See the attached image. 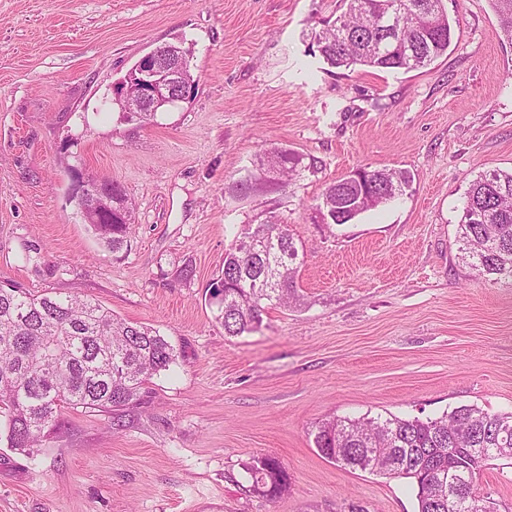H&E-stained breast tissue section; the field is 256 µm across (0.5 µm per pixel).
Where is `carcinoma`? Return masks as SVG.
<instances>
[{"mask_svg":"<svg viewBox=\"0 0 512 512\" xmlns=\"http://www.w3.org/2000/svg\"><path fill=\"white\" fill-rule=\"evenodd\" d=\"M395 29L380 24L386 0H340L339 14L319 22L315 44L332 68L416 70L447 53L455 34L444 0H404ZM499 25L512 41V0H490ZM278 153L280 181L297 172L300 156L274 147L258 168L233 185L247 194L266 182L268 157ZM361 179L329 183L318 205L331 212L322 224H347L403 194L409 177L393 170L360 169ZM112 223L91 224L99 244L120 251L134 223V207L112 182ZM248 250L234 242L224 253V279L214 288L224 335L257 330L268 309L301 304L297 289L299 250L286 225L249 224ZM459 250L477 276L512 282V169L485 172L465 195L458 224ZM176 361L159 330L115 317L76 296L34 295L0 287V442L26 451L42 446L62 427L68 408H120L136 400L145 383ZM313 442L327 460L352 469L410 478L417 512H489L494 499L477 491L491 461L512 463V412L489 413L463 405L438 417H330L315 426ZM256 494L276 498L290 488L283 462L273 454L244 465Z\"/></svg>","mask_w":512,"mask_h":512,"instance_id":"obj_1","label":"carcinoma"}]
</instances>
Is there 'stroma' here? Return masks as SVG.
<instances>
[{
    "mask_svg": "<svg viewBox=\"0 0 512 512\" xmlns=\"http://www.w3.org/2000/svg\"><path fill=\"white\" fill-rule=\"evenodd\" d=\"M444 4L447 54L406 72L313 53L339 0H0V285L88 299L177 355L120 411L66 410L30 454L0 443V512H415L408 480L338 467L315 425L512 411V287L475 277L456 244L471 180L512 168V42L490 0ZM178 41L193 95L156 123L121 120L113 84ZM277 146L302 158L288 186L232 192ZM359 168L410 185L316 223L326 185ZM77 171L132 200L120 252L79 213ZM272 217L303 247L305 303L225 336L224 252ZM265 453L288 470L283 496L248 490ZM478 489L512 512V466H486Z\"/></svg>",
    "mask_w": 512,
    "mask_h": 512,
    "instance_id": "stroma-1",
    "label": "stroma"
}]
</instances>
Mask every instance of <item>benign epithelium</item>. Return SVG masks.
Listing matches in <instances>:
<instances>
[{
	"instance_id": "benign-epithelium-1",
	"label": "benign epithelium",
	"mask_w": 512,
	"mask_h": 512,
	"mask_svg": "<svg viewBox=\"0 0 512 512\" xmlns=\"http://www.w3.org/2000/svg\"><path fill=\"white\" fill-rule=\"evenodd\" d=\"M184 61L177 55L176 47L163 45L145 54L135 66L131 84L137 89L136 97L128 92L115 93V101L125 112H159L186 100L181 72ZM77 188L73 199L87 222H96L99 217L112 213V192L104 184V178L83 179L76 177Z\"/></svg>"
}]
</instances>
